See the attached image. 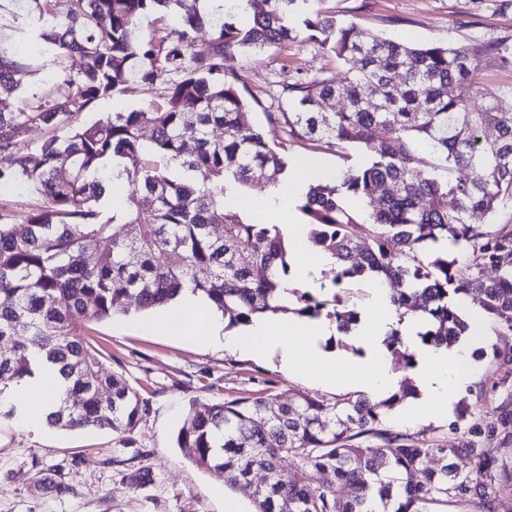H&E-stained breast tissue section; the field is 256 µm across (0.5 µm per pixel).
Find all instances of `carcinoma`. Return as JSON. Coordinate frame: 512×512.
Wrapping results in <instances>:
<instances>
[{
	"instance_id": "obj_1",
	"label": "carcinoma",
	"mask_w": 512,
	"mask_h": 512,
	"mask_svg": "<svg viewBox=\"0 0 512 512\" xmlns=\"http://www.w3.org/2000/svg\"><path fill=\"white\" fill-rule=\"evenodd\" d=\"M30 2L44 19L40 39L58 73L52 89L14 111L16 75L32 64L0 34V189L24 181L39 194L19 220L0 212V340L11 342L0 349V420L15 415L10 385L48 364L66 385L49 426L134 427L148 400L104 368L86 332L127 311L132 298L149 309L200 294L235 327L257 313L288 310L280 304L286 294L298 316H323L347 333L356 322L349 280L367 275L391 287L395 307L427 316L420 333L427 347L466 335L460 297L472 292L482 295L488 317L512 331V219L470 222L475 212L512 208V101L469 103L479 63L493 46L363 34L320 8L322 0H263L261 8L256 0H229L184 14L183 0H67L62 13L56 0ZM148 13L164 23L163 34L143 40L137 29ZM199 33L208 34L201 44ZM299 38L354 66L342 78L288 87V136L345 158L377 141L339 183L311 185L298 200L302 230L337 262L335 290L319 294L290 287L288 234L228 202L254 181L278 185L287 165L249 129L250 107L238 79L224 76V57ZM73 56L83 60L75 72L64 65ZM165 78L161 100L75 124L76 115L130 83ZM451 85L461 93L448 95ZM34 128L47 134L36 156L23 149ZM216 129L224 136L214 137ZM421 146L433 158L425 167ZM109 163L125 195L106 209ZM440 240L456 245L458 255L419 254L421 245ZM410 394L404 379L376 404L364 396L330 404L309 393L291 403L263 393L218 401L188 411L177 445L230 487L264 472L254 512H284L287 504L290 512H439L471 499L495 512L499 497L512 494V471L483 443L512 434L474 423L454 448L384 428L383 408ZM459 453L469 459L466 472L448 462ZM288 457L295 471L285 476L281 461ZM431 457L440 468L412 482ZM31 468V491H71L67 461L45 469L34 459ZM311 471L321 476L316 486L308 482Z\"/></svg>"
}]
</instances>
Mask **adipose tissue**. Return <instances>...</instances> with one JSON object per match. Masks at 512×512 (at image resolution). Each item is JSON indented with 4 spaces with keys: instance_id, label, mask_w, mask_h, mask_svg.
<instances>
[{
    "instance_id": "obj_1",
    "label": "adipose tissue",
    "mask_w": 512,
    "mask_h": 512,
    "mask_svg": "<svg viewBox=\"0 0 512 512\" xmlns=\"http://www.w3.org/2000/svg\"><path fill=\"white\" fill-rule=\"evenodd\" d=\"M325 170L312 164L300 165L287 187L249 198L238 199L240 210L255 214H270L288 227L292 241L288 249V266L295 278L305 287L318 290L324 285L323 273L334 265L328 253L315 249L293 223V206L309 184L324 181ZM374 305L355 331V340L367 348L362 359L347 356L332 357L320 343L330 335L332 325L323 322L305 323L283 316L257 317L243 333L224 339L225 348L239 350L253 356L278 355L288 373H305L309 377L331 385L348 384L357 378L362 390L369 396L381 398L397 390L398 380L390 371L382 346L383 339L392 330H400L406 340H414L427 327L425 318L408 316L398 318L391 303L389 291L383 286L374 288ZM172 330L199 342H212L213 312L205 298L186 295L184 306L176 316L163 320ZM472 348L456 344L451 348H422L417 352L419 380L423 396L408 404L400 414L403 423L427 415L444 418L449 406L464 392L470 382ZM57 386L45 370H37L34 378L14 389L22 426L35 428L45 424L54 406L53 394Z\"/></svg>"
}]
</instances>
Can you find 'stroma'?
<instances>
[{
  "instance_id": "obj_1",
  "label": "stroma",
  "mask_w": 512,
  "mask_h": 512,
  "mask_svg": "<svg viewBox=\"0 0 512 512\" xmlns=\"http://www.w3.org/2000/svg\"><path fill=\"white\" fill-rule=\"evenodd\" d=\"M323 9L355 24L365 33L414 43L468 45L478 40L512 46V0H324ZM42 23L27 0H14L0 14V31L17 47L32 49V68L20 76L24 96L41 92L55 78L51 56L37 52ZM334 61L312 43L236 54L225 61L226 75L239 79L249 101L251 124L285 155L289 165L319 164L331 177L343 176L350 161L320 144L300 147L289 142L281 116L288 97L285 85L337 73ZM475 104L489 99H512V66L494 55L484 58ZM165 83L139 86L97 100L80 113L86 123L110 112H128L157 100ZM147 314L131 310L88 326V339L103 353L105 367L133 385H144L150 411L127 434L95 430L65 431L45 426L28 430L13 420L0 421V512H225L235 502L239 512H253V487L264 479L231 489L223 480L196 466L177 447L176 435L189 407L204 409L214 402L268 393L282 402L303 393L327 401L358 396L353 385L335 387L301 373L282 370L277 356L257 358L226 351L222 340L205 345L186 337L139 326ZM512 331L488 323L471 357L472 380L459 406L469 408L466 419L450 414L445 420H428L412 426L400 424L395 410L384 413V425L429 443L455 444L461 430L474 422H498L499 407L512 400ZM74 460L69 476L70 493H32V461L50 467L62 459ZM148 469L152 482L134 488L133 468Z\"/></svg>"
}]
</instances>
